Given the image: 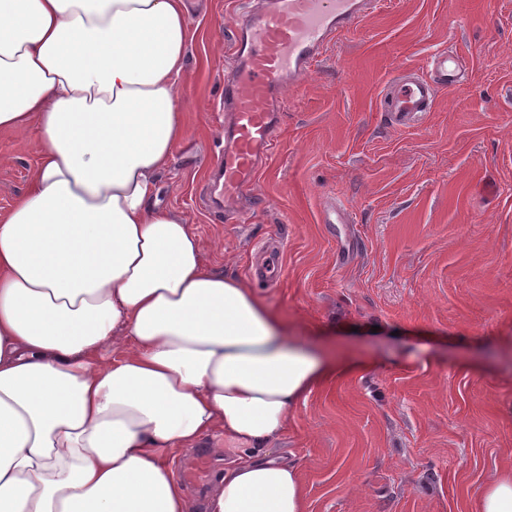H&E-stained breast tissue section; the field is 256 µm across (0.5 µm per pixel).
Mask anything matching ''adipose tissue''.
<instances>
[{"label": "adipose tissue", "mask_w": 512, "mask_h": 512, "mask_svg": "<svg viewBox=\"0 0 512 512\" xmlns=\"http://www.w3.org/2000/svg\"><path fill=\"white\" fill-rule=\"evenodd\" d=\"M190 38L184 0H0V129L40 132L0 218V512H189L171 456L212 433L209 512H304L272 445L339 367L155 202Z\"/></svg>", "instance_id": "1"}]
</instances>
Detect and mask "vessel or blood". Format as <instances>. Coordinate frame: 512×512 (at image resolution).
Wrapping results in <instances>:
<instances>
[{"label":"vessel or blood","mask_w":512,"mask_h":512,"mask_svg":"<svg viewBox=\"0 0 512 512\" xmlns=\"http://www.w3.org/2000/svg\"><path fill=\"white\" fill-rule=\"evenodd\" d=\"M380 5L381 0H255L252 9L238 15L232 29L234 54L224 75L230 132L210 188L213 208L232 203L254 180L259 159L277 148L272 102L302 84L338 36L353 31ZM466 83L461 60L438 48L426 69L401 68L377 108L393 126H420L439 90Z\"/></svg>","instance_id":"vessel-or-blood-1"}]
</instances>
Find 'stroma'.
<instances>
[{
    "mask_svg": "<svg viewBox=\"0 0 512 512\" xmlns=\"http://www.w3.org/2000/svg\"><path fill=\"white\" fill-rule=\"evenodd\" d=\"M185 4L186 135L160 205L206 268L254 283L292 335L344 366L275 443L299 464L304 512H469L512 466V0H383L278 102L279 146L241 224L204 199L245 3ZM444 44L469 89L440 91L425 125L389 126L385 83ZM36 138L0 130V217L28 188ZM330 202L346 223H323ZM269 244L283 260L273 287L254 282Z\"/></svg>",
    "mask_w": 512,
    "mask_h": 512,
    "instance_id": "35a3bbf8",
    "label": "stroma"
}]
</instances>
